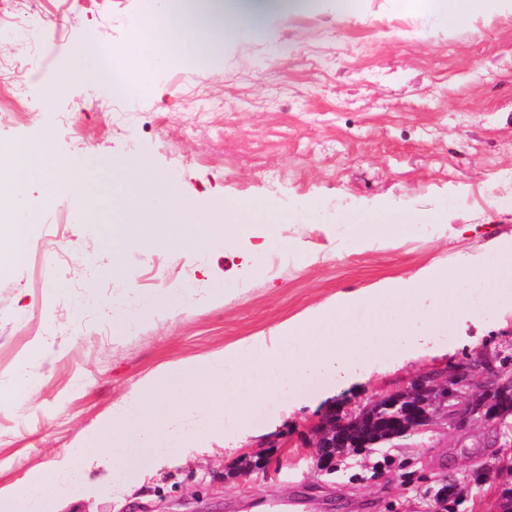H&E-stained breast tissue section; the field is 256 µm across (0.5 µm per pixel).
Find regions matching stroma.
<instances>
[{
  "label": "stroma",
  "instance_id": "1",
  "mask_svg": "<svg viewBox=\"0 0 512 512\" xmlns=\"http://www.w3.org/2000/svg\"><path fill=\"white\" fill-rule=\"evenodd\" d=\"M351 3L341 11L336 0H311L257 16L255 35L226 38L219 59L188 71L164 42L135 99L106 80L61 75L91 41L139 71L140 0H36L31 16L49 34L36 70L20 67L27 51L7 41L18 16L0 15V46L16 60L7 73L30 86L28 99L6 102L0 142L38 143L90 165L143 157L203 220L227 203L273 202L299 246L274 274L255 237H217L189 257L167 239L115 247L102 231L111 209L80 219L69 197L43 203L41 183L22 200L0 187V209L12 216L41 205L27 260L0 269V388L23 373L39 383L31 400L0 405L1 490L73 451L136 383L167 367L271 336L383 279L453 269L512 237V207L495 200L499 174L512 173V11L487 7L451 23L398 0ZM311 202L344 224L370 209L412 224L442 213L447 223L361 248L311 217ZM49 288L66 294L45 304ZM451 325L452 339L435 337L426 354L392 349L320 379L299 406L251 410L245 440L201 436L196 450L160 467L142 462L71 502L48 491L42 512H268L290 497L302 512H438L440 483L493 462L512 433L439 426L349 455L332 474L317 470L306 435L330 408L365 405L478 351L512 356L511 304ZM261 446L266 473L239 474Z\"/></svg>",
  "mask_w": 512,
  "mask_h": 512
}]
</instances>
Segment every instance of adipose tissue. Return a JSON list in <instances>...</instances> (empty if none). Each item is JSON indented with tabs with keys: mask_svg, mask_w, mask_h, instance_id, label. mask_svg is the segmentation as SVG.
Instances as JSON below:
<instances>
[{
	"mask_svg": "<svg viewBox=\"0 0 512 512\" xmlns=\"http://www.w3.org/2000/svg\"><path fill=\"white\" fill-rule=\"evenodd\" d=\"M247 15L243 12L225 14L223 22L204 28L192 29L183 34L180 50L187 56L205 53L219 56L224 52V35L230 29H246ZM101 186L112 199V209L117 215H125L141 199L157 196L159 180L151 164L142 157L123 160L99 159L95 165ZM87 169L85 162L72 160H48L44 147L24 144L17 148L15 162L6 181L16 193H23L29 180L39 178L48 185H62L76 198L78 215H86L88 198L82 185ZM263 227L272 246L289 254L297 253L295 241L285 233V219L278 216L273 204H228L210 223L195 224L183 246L205 249L211 244L214 232L224 234L225 243L250 236L255 227ZM413 225L395 214L373 210L364 214L359 223L348 225L346 236L359 247L371 246L376 240L389 237L401 238L411 234Z\"/></svg>",
	"mask_w": 512,
	"mask_h": 512,
	"instance_id": "1",
	"label": "adipose tissue"
}]
</instances>
